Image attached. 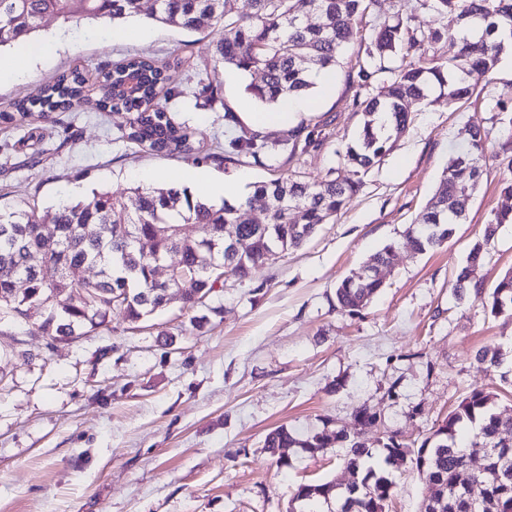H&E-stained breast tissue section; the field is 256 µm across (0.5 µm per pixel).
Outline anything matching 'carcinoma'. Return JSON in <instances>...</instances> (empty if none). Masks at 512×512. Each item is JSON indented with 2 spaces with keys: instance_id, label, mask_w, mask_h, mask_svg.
Masks as SVG:
<instances>
[{
  "instance_id": "cac0c4a2",
  "label": "carcinoma",
  "mask_w": 512,
  "mask_h": 512,
  "mask_svg": "<svg viewBox=\"0 0 512 512\" xmlns=\"http://www.w3.org/2000/svg\"><path fill=\"white\" fill-rule=\"evenodd\" d=\"M151 18L158 23L191 32L215 31L213 73L232 66L243 72L259 71V84H249L251 99L274 105L288 94H304L313 87L309 75L336 67L353 37L357 21L369 17V46L357 58V90L353 106L364 116L353 144L337 153L340 161L320 181H310L296 171L286 179L260 181L254 196L268 204V222L250 224L248 203L215 205L166 187L137 186L128 205L122 193L95 191L91 196L62 202L41 217L33 210L0 213V321L37 319L51 340L88 335L105 326L112 312L137 323L177 300L191 310L204 297L224 290L228 279L243 282L252 271L267 265L290 249L300 247L323 224H331L358 191L359 183L341 176L352 165L366 174L380 164L391 140L402 136L413 122L411 106L429 101L427 87L438 85L448 107L470 97L476 82L491 77L505 50V36L512 37V0H417L418 9L433 10L446 19L440 28L424 27L415 16L382 13V0H250V12L237 11L236 0H155ZM140 0H0V46H17L32 38L46 16L63 22L84 18L126 19L138 15ZM307 12L318 22L304 21ZM457 45L450 58L435 55L446 40ZM381 83L379 93L370 88ZM198 96L212 105L219 100L216 79L201 78ZM94 91L99 108L127 113L119 138L140 150L183 154L193 160L222 159L228 163L267 167L278 157L290 161L328 145V134L319 124H300L275 141L246 128L224 146V154L204 148L197 132L179 120L168 104L185 94V85L165 62L133 57L102 62L94 82L72 69L41 85L26 99L0 110V123L12 125L37 110L53 123L57 116L76 111L87 92ZM499 119L503 137L501 164L512 172V116ZM486 134L467 131L466 145L451 160L454 173L406 230L411 249L422 254L447 241L460 217L455 204L471 196L479 183ZM58 229L54 240L39 229L45 222ZM512 223V207L495 212L485 230L494 238L498 226ZM97 226L86 237L84 226ZM238 235L235 251L224 248V226ZM152 240L143 254L134 237ZM395 253L385 245L359 271L336 286V309L350 316L361 312L383 288V280L370 269L387 267ZM177 256L164 282L155 281V268L169 255ZM483 244L470 250L466 266L458 272L454 288L464 295L472 289L474 270L484 261ZM98 268L97 275H82L84 267ZM494 316L512 312V270L489 294ZM495 395L475 389L467 393L448 418L420 445L406 443L396 431L371 440L377 415L363 405L355 411L361 428L323 430L301 436L286 425L270 430L263 448L288 466L284 448L317 453L342 448L344 470L350 479L336 489V480L302 484L292 502H340L337 512H385L393 481L383 468L370 461L376 454L383 463L409 464L430 488L442 496L422 503L421 512H512V413L494 410ZM484 456L480 470H468L470 450Z\"/></svg>"
}]
</instances>
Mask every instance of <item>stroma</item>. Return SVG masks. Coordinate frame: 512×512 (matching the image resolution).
Segmentation results:
<instances>
[{"mask_svg":"<svg viewBox=\"0 0 512 512\" xmlns=\"http://www.w3.org/2000/svg\"><path fill=\"white\" fill-rule=\"evenodd\" d=\"M141 5L139 16L118 22L45 18L36 42L59 35L63 45L24 77L0 80V106L69 69L90 74L129 54L188 56L197 72L214 68L213 35L152 21L154 0ZM369 28L359 23L330 90L308 92L328 146L294 165L281 158L268 169L208 161L204 170L218 181L241 173L255 183L296 167L309 179L324 178L362 123L348 74ZM218 71L224 105L204 107L193 79L176 104L207 144L234 134L224 106L260 109L244 91L260 73ZM503 107L512 108V52L457 108L439 100L416 108L409 129L362 175L334 223L251 279L228 280L194 310L173 303L135 325L116 312L96 333L62 341L44 337L35 319L0 323V512H289L299 485L343 478V451L290 448L288 466L278 467L263 448L276 426L307 435L329 417L354 433V412L365 405L380 428L419 443L472 389L497 393L499 406L512 404V316L491 315L486 298L512 269V224L499 228L475 273L483 295L460 297L453 288L471 247L506 203L500 187L512 172L497 159L500 138L491 130ZM122 120L98 112L90 99L63 125L34 112L0 129V209L32 206L42 214L71 199L74 187L120 191L142 185L146 173L168 187L199 166L132 148L116 137ZM472 127L491 135L466 216L442 245L413 253L405 231ZM389 243L396 257L381 271L380 292L361 315L337 311V282ZM486 348L500 350L499 364L478 363ZM388 473L394 489L386 512H419L427 482L405 466Z\"/></svg>","mask_w":512,"mask_h":512,"instance_id":"35a3bbf8","label":"stroma"}]
</instances>
